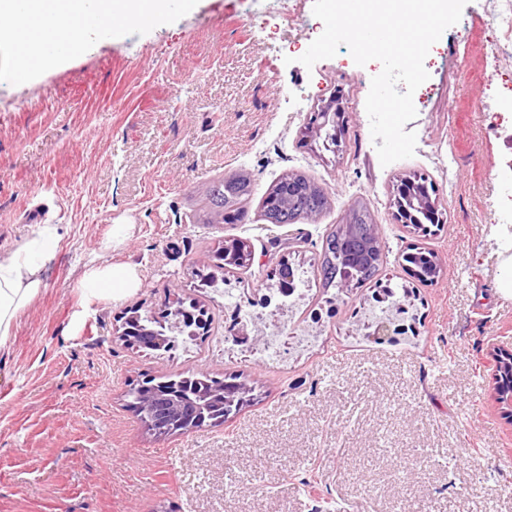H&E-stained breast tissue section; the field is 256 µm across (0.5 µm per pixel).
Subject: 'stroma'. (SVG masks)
Instances as JSON below:
<instances>
[{
  "label": "stroma",
  "instance_id": "35a3bbf8",
  "mask_svg": "<svg viewBox=\"0 0 512 512\" xmlns=\"http://www.w3.org/2000/svg\"><path fill=\"white\" fill-rule=\"evenodd\" d=\"M314 0H173L159 24L0 82V243L25 244L26 212L50 204L60 240L46 289L0 348V512H512V418L494 389L491 351L512 347V300L496 293L490 227L508 200L493 175L512 167V41L491 0H468L424 62L411 158L381 165L367 75L347 47L299 63L324 30ZM292 64H285V57ZM344 87L347 148L299 139L311 112ZM328 194L320 215L262 220L286 174ZM424 174L444 214L438 235L397 222L400 180ZM251 180L247 215L206 223L197 198L216 178ZM354 205L379 224V278L405 287L383 341L364 335L374 285H319L323 235ZM128 225L110 252L113 225ZM240 239L254 260L199 287L208 254ZM441 259L422 283L401 254ZM135 265L140 285L86 304V264ZM308 272L283 296L281 261ZM208 309L207 335L168 352L116 329L131 309L174 299ZM282 309V354L236 346L237 323ZM239 374L254 400L224 424L157 437L130 406L143 375Z\"/></svg>",
  "mask_w": 512,
  "mask_h": 512
}]
</instances>
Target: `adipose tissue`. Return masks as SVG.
<instances>
[{
    "label": "adipose tissue",
    "instance_id": "adipose-tissue-1",
    "mask_svg": "<svg viewBox=\"0 0 512 512\" xmlns=\"http://www.w3.org/2000/svg\"><path fill=\"white\" fill-rule=\"evenodd\" d=\"M167 9L168 0H0V39L48 63L75 55L92 38L119 36L122 22H160ZM104 17L112 18V27H101ZM65 20L73 32L62 28ZM58 238V226L49 219L24 245H0V347L8 343L18 314L44 291L45 261ZM139 284L135 266L109 260L88 267L78 282L90 302L121 298Z\"/></svg>",
    "mask_w": 512,
    "mask_h": 512
}]
</instances>
